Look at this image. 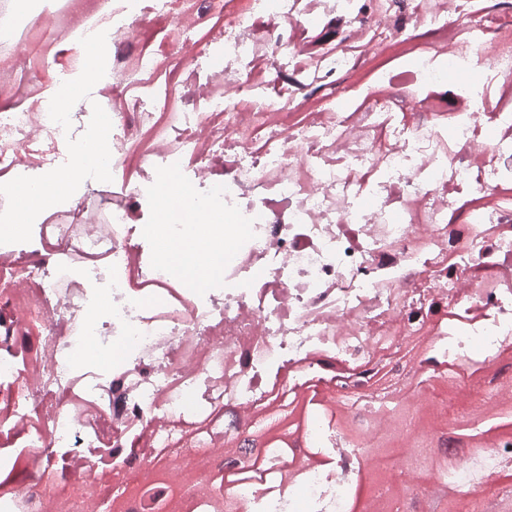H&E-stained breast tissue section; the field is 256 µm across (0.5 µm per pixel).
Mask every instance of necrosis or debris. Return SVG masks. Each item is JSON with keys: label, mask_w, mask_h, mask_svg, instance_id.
<instances>
[{"label": "necrosis or debris", "mask_w": 512, "mask_h": 512, "mask_svg": "<svg viewBox=\"0 0 512 512\" xmlns=\"http://www.w3.org/2000/svg\"><path fill=\"white\" fill-rule=\"evenodd\" d=\"M71 2L0 6V224L25 232L0 234V512H58L218 408L251 429L313 395L329 422L224 494L352 512L371 455L343 425L398 355L512 403V11L95 0L59 27ZM78 150L108 155L111 194L85 169L18 206ZM196 239L193 287L167 253Z\"/></svg>", "instance_id": "obj_1"}]
</instances>
